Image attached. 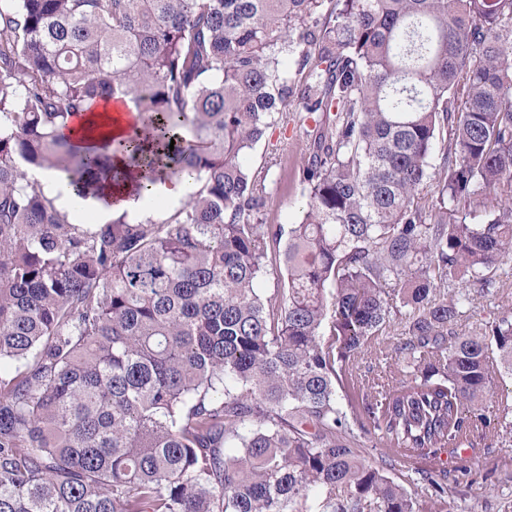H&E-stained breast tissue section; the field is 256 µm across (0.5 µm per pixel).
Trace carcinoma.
Wrapping results in <instances>:
<instances>
[{"label":"carcinoma","instance_id":"carcinoma-1","mask_svg":"<svg viewBox=\"0 0 512 512\" xmlns=\"http://www.w3.org/2000/svg\"><path fill=\"white\" fill-rule=\"evenodd\" d=\"M9 2L0 512H422L393 461H427L442 503V452L512 435L509 396L485 404L512 377V311L458 331L512 272V0ZM112 100L139 117L125 171L70 133ZM292 102L322 121L279 161L306 198L285 227L247 157ZM35 168L85 199L197 190L161 221L75 224ZM396 320L400 386L345 410L342 375ZM192 188L193 182L189 179H166L158 181L153 186L152 196L167 206L186 197Z\"/></svg>","mask_w":512,"mask_h":512}]
</instances>
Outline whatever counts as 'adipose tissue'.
<instances>
[{
  "label": "adipose tissue",
  "mask_w": 512,
  "mask_h": 512,
  "mask_svg": "<svg viewBox=\"0 0 512 512\" xmlns=\"http://www.w3.org/2000/svg\"><path fill=\"white\" fill-rule=\"evenodd\" d=\"M77 125L85 129L89 141L98 146L126 135L131 128L130 120L122 113L114 111L107 102L95 106L91 112L78 118ZM31 176L53 190L60 208H78L91 212L101 224L106 223L116 211L127 213L129 220L135 221L139 219L143 210L142 199L136 197L131 184L128 183L107 189L104 200L84 201L75 195L67 182L61 181L52 171L36 169L32 171Z\"/></svg>",
  "instance_id": "obj_1"
}]
</instances>
